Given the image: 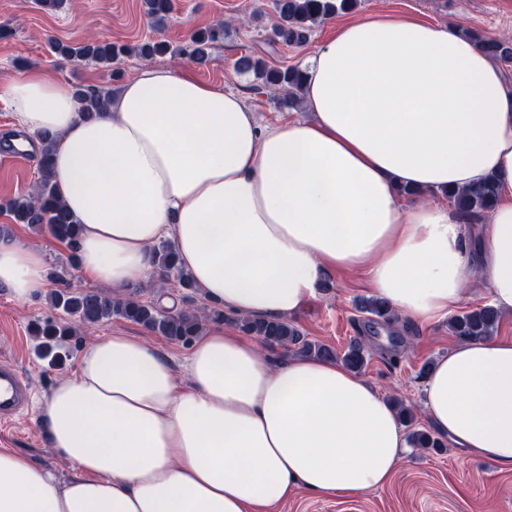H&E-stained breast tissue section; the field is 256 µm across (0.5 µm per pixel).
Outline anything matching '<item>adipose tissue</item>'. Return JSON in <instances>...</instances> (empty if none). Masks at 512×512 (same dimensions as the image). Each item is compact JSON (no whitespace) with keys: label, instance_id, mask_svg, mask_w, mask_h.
Wrapping results in <instances>:
<instances>
[{"label":"adipose tissue","instance_id":"obj_1","mask_svg":"<svg viewBox=\"0 0 512 512\" xmlns=\"http://www.w3.org/2000/svg\"><path fill=\"white\" fill-rule=\"evenodd\" d=\"M301 68L309 121L263 122L240 93L155 66L91 119L36 68L0 97L19 131L54 136L51 179L98 286L145 285L168 240L233 315L293 318L331 270L364 272L403 320L447 316L474 283L512 312V87L482 47L380 15L337 24ZM490 175L477 228L425 199ZM406 187L421 199L405 203ZM1 286L19 300L45 288L42 250L0 238ZM185 369L133 336L89 344L39 412L74 475L0 448V512H271L300 491L381 488L411 448L392 403L337 361H278L209 325ZM422 406L455 447L512 470V338L455 345Z\"/></svg>","mask_w":512,"mask_h":512}]
</instances>
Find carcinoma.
Listing matches in <instances>:
<instances>
[{
	"label": "carcinoma",
	"instance_id": "1",
	"mask_svg": "<svg viewBox=\"0 0 512 512\" xmlns=\"http://www.w3.org/2000/svg\"><path fill=\"white\" fill-rule=\"evenodd\" d=\"M145 4L147 15L153 20L154 25L164 26L173 10L172 0H145ZM357 4L358 0H273L277 22L267 35L268 42L281 43L285 46L301 45L307 41L313 27L335 15L353 10ZM226 28V23L220 22L198 30L182 45L176 47L175 52L193 62L204 63L209 59L212 45L224 38ZM464 33L481 44L490 59L500 63L512 62L511 41L487 37L469 28L464 30ZM51 49L68 59L90 60L99 64H110L130 53L129 47L114 43L105 37L95 38L77 47L53 42ZM238 68L243 72L252 73L262 88L288 92V104L300 102L303 84V72L300 67H275L262 58L245 56L239 60ZM75 93L82 103V112L89 116L101 112L111 97L110 91L97 86L77 87ZM42 143L43 149L39 159L41 177L35 192L15 197L5 202L3 208L12 214L17 223L26 224L66 244L74 256L82 228L59 201L49 178L54 139L45 134ZM444 196L466 221L471 223L481 220L494 207L496 184L494 180L487 179L477 187L463 191H448ZM156 257L162 275L176 276L182 288L193 287L189 277L177 263L176 252L171 244L164 243L158 246ZM49 304L51 308L63 311L86 328L94 327L116 316L136 323L156 335L185 343L198 334L204 322L224 320V310L215 307L201 311L175 312L146 304L130 294L108 295L71 286L51 291ZM362 311L370 315V321L374 323L389 324L394 318V312L388 303L377 297L364 301ZM233 322L241 332L257 337L270 347H278L285 351L292 348L300 354L339 360L348 369L357 373L366 365V349L361 341L352 343L347 351L339 355L324 344L305 339L299 328L290 320L268 321L244 316L234 318ZM498 322L497 309L484 306L452 317L449 328L461 339H480L492 335ZM30 331L32 335L41 339L42 356L51 358L54 365L60 364L61 357L54 349L58 339L70 332L68 323L49 318L38 320L31 324ZM397 404L399 416L409 428L410 440L414 447L434 450L443 447L435 434L414 428V415L404 407L402 401H397Z\"/></svg>",
	"mask_w": 512,
	"mask_h": 512
}]
</instances>
